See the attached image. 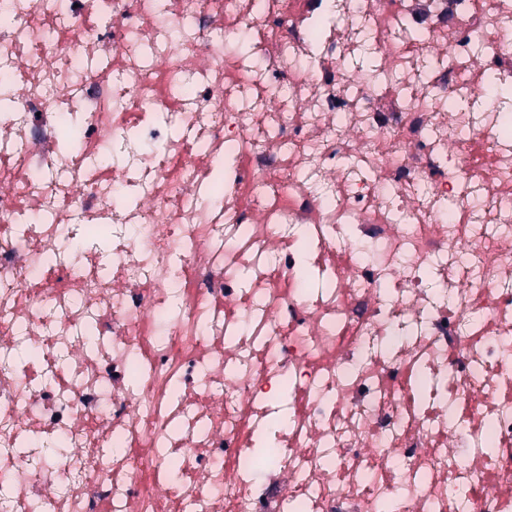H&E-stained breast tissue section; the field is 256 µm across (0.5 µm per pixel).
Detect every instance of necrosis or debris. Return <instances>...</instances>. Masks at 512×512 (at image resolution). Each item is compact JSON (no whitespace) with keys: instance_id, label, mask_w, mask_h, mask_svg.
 <instances>
[{"instance_id":"necrosis-or-debris-1","label":"necrosis or debris","mask_w":512,"mask_h":512,"mask_svg":"<svg viewBox=\"0 0 512 512\" xmlns=\"http://www.w3.org/2000/svg\"><path fill=\"white\" fill-rule=\"evenodd\" d=\"M4 10L7 512H512V0Z\"/></svg>"}]
</instances>
